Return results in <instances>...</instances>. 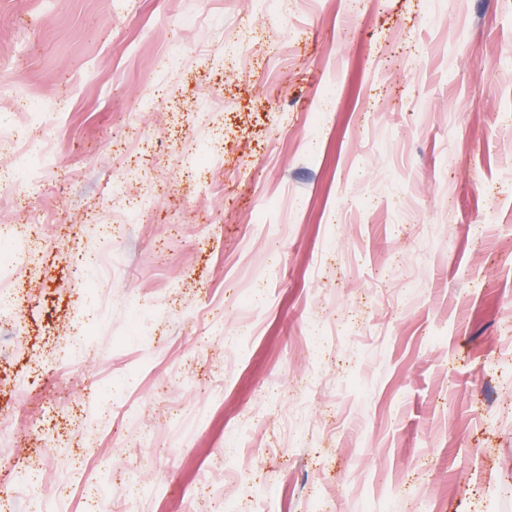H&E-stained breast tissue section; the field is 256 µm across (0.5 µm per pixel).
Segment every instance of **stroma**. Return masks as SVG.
Segmentation results:
<instances>
[{"label":"stroma","instance_id":"obj_1","mask_svg":"<svg viewBox=\"0 0 512 512\" xmlns=\"http://www.w3.org/2000/svg\"><path fill=\"white\" fill-rule=\"evenodd\" d=\"M1 80L74 177L0 319L18 512H512V0H0ZM119 195L123 192L115 191ZM132 201L123 195L122 200L112 199V207L106 208L98 215L99 224H138L139 216L146 202L143 199Z\"/></svg>","mask_w":512,"mask_h":512}]
</instances>
